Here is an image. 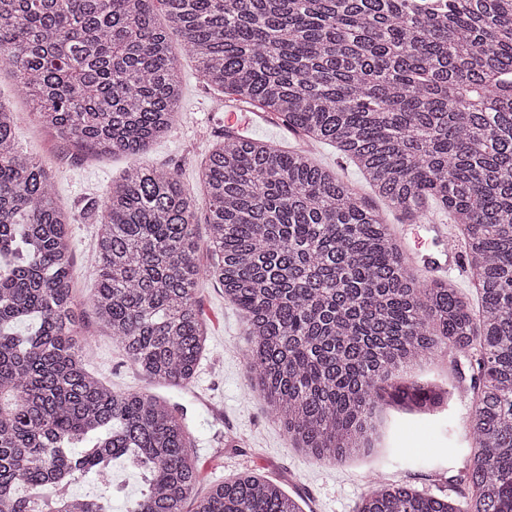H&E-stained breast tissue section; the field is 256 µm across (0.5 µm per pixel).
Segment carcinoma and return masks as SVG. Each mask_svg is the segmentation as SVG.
Listing matches in <instances>:
<instances>
[{
  "instance_id": "cac0c4a2",
  "label": "carcinoma",
  "mask_w": 512,
  "mask_h": 512,
  "mask_svg": "<svg viewBox=\"0 0 512 512\" xmlns=\"http://www.w3.org/2000/svg\"><path fill=\"white\" fill-rule=\"evenodd\" d=\"M175 39L207 84L335 146L408 223L447 211L482 259L475 308L449 280L420 284L380 213L306 151L217 142L204 248L243 315L251 389L293 447L342 462L374 452L388 408L448 404L408 369L473 357L467 499L380 482L357 512H512V0H0V62L39 121L84 148L138 155L175 126ZM14 123L0 102V512H112L113 485L70 488L120 458L144 485L127 512H303L253 472L198 494L184 415L86 368L75 215ZM89 209L93 314L146 379L190 384L207 342L194 199L140 166Z\"/></svg>"
}]
</instances>
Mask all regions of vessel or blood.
I'll return each instance as SVG.
<instances>
[{
    "label": "vessel or blood",
    "instance_id": "vessel-or-blood-1",
    "mask_svg": "<svg viewBox=\"0 0 512 512\" xmlns=\"http://www.w3.org/2000/svg\"><path fill=\"white\" fill-rule=\"evenodd\" d=\"M224 136L247 142L259 134H272L274 139L282 142H295L304 146L303 136L288 127L282 115L264 111L260 105L245 99L232 91L224 93Z\"/></svg>",
    "mask_w": 512,
    "mask_h": 512
}]
</instances>
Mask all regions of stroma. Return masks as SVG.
<instances>
[{"instance_id": "stroma-1", "label": "stroma", "mask_w": 512, "mask_h": 512, "mask_svg": "<svg viewBox=\"0 0 512 512\" xmlns=\"http://www.w3.org/2000/svg\"><path fill=\"white\" fill-rule=\"evenodd\" d=\"M175 54L182 76L180 119L140 156L87 151L64 142L55 131L39 127L27 110L24 95L5 72L0 74V101L17 113L15 136L19 145L52 167L55 189L64 206L79 207L88 198H104L112 181L125 170L138 163L149 164L173 171L186 192L195 197L196 232L204 240L209 230L200 169L217 141L211 128L223 122L224 114L217 109L218 91L205 90L192 57L180 47ZM314 157L382 210L394 233L404 240L412 239L415 226L402 223L397 212L386 209L353 163L333 145H318ZM97 229V224L84 215L70 226L72 279L83 301L88 300L95 285ZM447 249V243L426 239L411 259L413 272L424 281L452 280L469 299H476L466 274L440 265ZM197 298L209 338L196 375L184 388L157 386L138 375L92 311H85L83 326L85 358L94 375L117 389L163 396L177 410L186 411L199 470L198 491H206L234 474L255 472L279 483L303 512H356L372 473L388 481H409L437 496L466 493L459 477L472 457L465 428L472 402L462 393L455 392L446 407L427 418L388 410L380 455L352 457L339 463L311 458L291 446L285 431L249 386L245 323L240 312L225 300L223 289L206 276L199 281Z\"/></svg>"}]
</instances>
